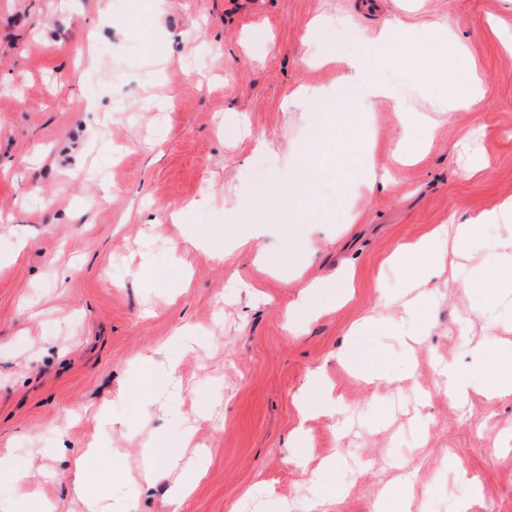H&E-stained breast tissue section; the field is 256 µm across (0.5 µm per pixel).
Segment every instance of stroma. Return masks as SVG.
Wrapping results in <instances>:
<instances>
[{
  "mask_svg": "<svg viewBox=\"0 0 512 512\" xmlns=\"http://www.w3.org/2000/svg\"><path fill=\"white\" fill-rule=\"evenodd\" d=\"M444 16L460 20L452 39L468 65L452 86L470 92L469 110L445 112L437 85L398 63L371 120V158L390 184L346 198L328 223L266 224L234 246L225 206L261 198L287 172L292 146L312 136L289 95L342 71L305 64L312 23L329 22L348 51L386 20L424 30ZM510 36L512 0H0V448L44 472L33 490L0 477V504L33 512L35 491L56 512H86L69 492L68 465L95 445L98 512H169L167 482L127 478L143 449L189 431L207 459L180 512H278L282 503L304 512L326 461L339 490L321 512H375L400 495L410 512H457L466 497L469 512H512V394L475 392L455 406L436 390L448 364L512 378V321L483 291L457 286L487 271L484 245L498 227L482 226L425 283L430 319L413 348L383 331L348 335L366 316L401 317L400 304L380 302L381 290L407 284L406 270L386 263L398 243L512 199ZM90 47L98 65L87 70ZM89 95L102 111H84ZM399 100L430 125L403 126ZM403 137L421 147L413 162L393 153ZM258 139L273 153L253 157ZM348 142L363 151L345 125L327 131L317 200L335 198L333 153ZM104 181L108 200L79 215ZM202 197L205 208H189ZM192 229L206 232L203 249L186 244ZM289 232L303 252L289 253ZM263 254L278 258L277 270ZM348 267L351 298L290 333L288 309L308 284ZM355 341L396 381L356 378L341 361ZM163 346L180 358L189 410L179 424L162 397L149 418L139 415V359ZM318 367L341 409L306 419L304 386ZM104 404L116 419L106 431Z\"/></svg>",
  "mask_w": 512,
  "mask_h": 512,
  "instance_id": "35a3bbf8",
  "label": "stroma"
}]
</instances>
